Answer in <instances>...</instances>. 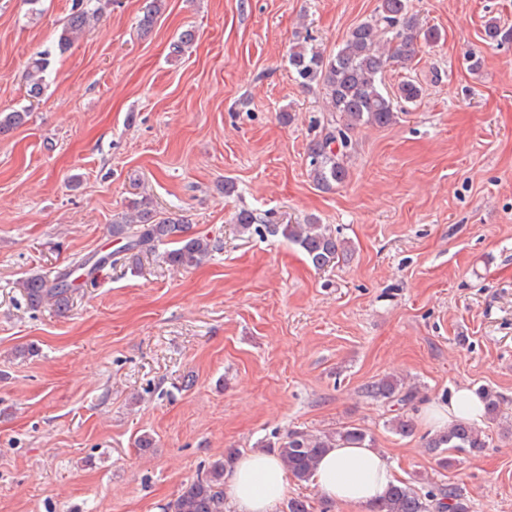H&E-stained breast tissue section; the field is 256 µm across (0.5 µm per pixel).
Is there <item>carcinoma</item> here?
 <instances>
[{"mask_svg":"<svg viewBox=\"0 0 512 512\" xmlns=\"http://www.w3.org/2000/svg\"><path fill=\"white\" fill-rule=\"evenodd\" d=\"M88 21V10L83 3H75L67 24L56 43V50L64 53L75 38L84 30ZM441 38L432 27H423L416 13L412 12L409 0H379L374 18L359 23L336 55L326 58L308 46V40L297 42L292 48L288 62L302 85L320 83L326 90L330 111L336 122L313 141L308 150L312 178L316 186L330 190L348 178L346 159L351 145V133L363 126L386 127L396 122L394 98L407 104L415 103L422 88L406 75L398 83L396 92L390 96L382 91V74L387 65L398 62L401 68L411 71L413 62L421 51L422 44H431ZM53 53L45 50L32 58L27 70V94L38 98L45 89V77L52 64ZM25 112H0V132L22 124ZM134 214H122L112 219V237L121 243L113 253L97 258L82 259L78 267L85 276L93 279L97 271L106 265L137 267L140 256L153 252L160 245L169 249L162 259L169 267L180 270L195 267L214 249L215 241L205 235L192 232L189 222L177 215L158 217L145 200L131 203ZM240 233L253 234L267 231L282 232L291 243L300 247L312 265L322 269L334 260L347 254L346 242L333 233L325 224H265L260 225L254 214L241 209L236 214ZM21 288L29 309L36 311L45 307L65 310L78 285L70 280L66 272L52 280L39 274H31L21 282ZM365 393L378 401L408 406L415 399L411 389L390 377L372 382ZM485 412L497 417L500 396L489 388L480 390ZM390 429L408 437L415 432L413 419L405 414L389 421ZM362 445L369 443L365 429L355 426L338 428L323 434H311L293 430L276 446L278 459L291 478L300 483L309 482L316 466L329 448L338 444ZM487 447L483 431L466 422H455L442 431L430 435L426 448L439 455V464L446 467L452 463L446 452L480 453ZM236 457L230 450L222 460L215 461L203 476L185 484L178 496L168 503L167 512H226L224 499V470ZM468 505L458 488L448 485L434 492L423 491L407 484L391 486L386 495L371 506L370 512H466Z\"/></svg>","mask_w":512,"mask_h":512,"instance_id":"obj_1","label":"carcinoma"}]
</instances>
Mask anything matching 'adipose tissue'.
I'll return each instance as SVG.
<instances>
[{
  "label": "adipose tissue",
  "instance_id": "obj_1",
  "mask_svg": "<svg viewBox=\"0 0 512 512\" xmlns=\"http://www.w3.org/2000/svg\"><path fill=\"white\" fill-rule=\"evenodd\" d=\"M483 413L479 397L470 389L461 388L449 397L447 404L426 405L422 419L429 428L439 430L455 419L481 422ZM288 478L276 457L249 452L226 472L224 493L234 512H276L288 488ZM396 481L387 456L357 445L328 449L312 476L313 485L347 512H361L381 499Z\"/></svg>",
  "mask_w": 512,
  "mask_h": 512
}]
</instances>
